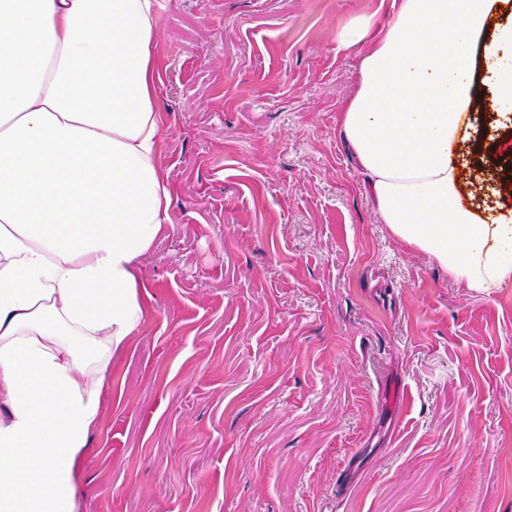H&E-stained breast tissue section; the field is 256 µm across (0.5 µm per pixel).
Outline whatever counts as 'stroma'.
I'll list each match as a JSON object with an SVG mask.
<instances>
[{
  "instance_id": "stroma-1",
  "label": "stroma",
  "mask_w": 512,
  "mask_h": 512,
  "mask_svg": "<svg viewBox=\"0 0 512 512\" xmlns=\"http://www.w3.org/2000/svg\"><path fill=\"white\" fill-rule=\"evenodd\" d=\"M389 0H162L168 235L80 512H512V277L382 224L338 124ZM474 201L512 204V124Z\"/></svg>"
}]
</instances>
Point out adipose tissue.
<instances>
[{
  "label": "adipose tissue",
  "instance_id": "1",
  "mask_svg": "<svg viewBox=\"0 0 512 512\" xmlns=\"http://www.w3.org/2000/svg\"><path fill=\"white\" fill-rule=\"evenodd\" d=\"M507 0H392L341 128L382 223L466 288L512 276V209L454 158L482 86L512 110ZM159 0H0V512H79L112 362L143 322L136 261L170 226L157 164Z\"/></svg>",
  "mask_w": 512,
  "mask_h": 512
}]
</instances>
